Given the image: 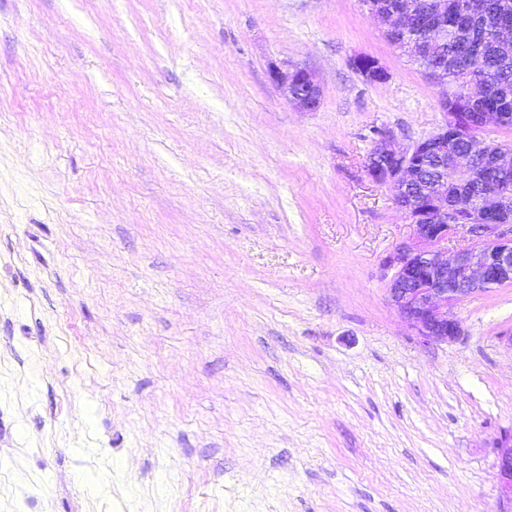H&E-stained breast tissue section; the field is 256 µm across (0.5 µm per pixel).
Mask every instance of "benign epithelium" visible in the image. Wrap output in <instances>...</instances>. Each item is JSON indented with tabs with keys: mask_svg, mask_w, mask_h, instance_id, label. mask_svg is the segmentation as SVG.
I'll list each match as a JSON object with an SVG mask.
<instances>
[{
	"mask_svg": "<svg viewBox=\"0 0 512 512\" xmlns=\"http://www.w3.org/2000/svg\"><path fill=\"white\" fill-rule=\"evenodd\" d=\"M390 30L402 27L435 29L448 15V0H399L396 14L380 10L375 0H362ZM490 0H463L462 13L479 18ZM353 67L369 82H381L387 73L373 57L353 59ZM272 80L286 99L302 111L321 103V89L306 68L272 71ZM442 124L430 135L400 148L381 136L364 162L367 177L388 184L397 205L414 227L409 241L384 257L383 275L400 316L425 342H446L460 334L448 308L494 286L512 283V193L487 179L485 172L512 169V151L487 139L480 152L448 150V136L466 138L467 131L497 128L506 114L497 111L459 112L440 100ZM457 241L452 259L443 258L448 243ZM502 481L500 512H512V444L499 449Z\"/></svg>",
	"mask_w": 512,
	"mask_h": 512,
	"instance_id": "obj_1",
	"label": "benign epithelium"
}]
</instances>
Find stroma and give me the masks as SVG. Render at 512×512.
Wrapping results in <instances>:
<instances>
[{
  "label": "stroma",
  "mask_w": 512,
  "mask_h": 512,
  "mask_svg": "<svg viewBox=\"0 0 512 512\" xmlns=\"http://www.w3.org/2000/svg\"><path fill=\"white\" fill-rule=\"evenodd\" d=\"M445 91L362 0H0V512H499L512 284L423 342L363 168ZM353 67L369 82H381L387 73L380 62L373 57L359 56L353 59ZM272 80L286 99L302 111L313 112L321 103V89L315 76L306 68L295 67L291 71L274 70Z\"/></svg>",
  "instance_id": "obj_1"
}]
</instances>
